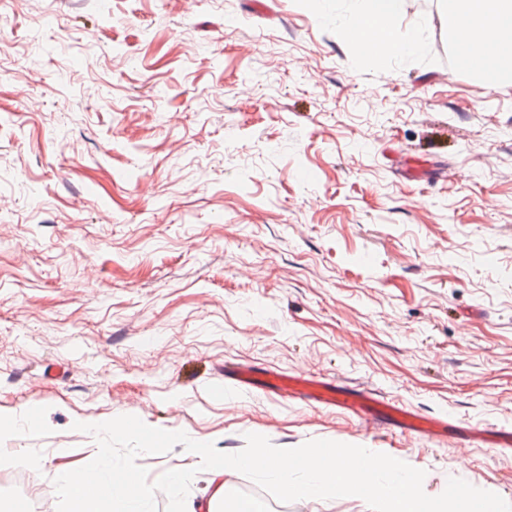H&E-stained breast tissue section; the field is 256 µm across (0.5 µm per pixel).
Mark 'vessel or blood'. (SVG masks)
<instances>
[{
    "label": "vessel or blood",
    "mask_w": 512,
    "mask_h": 512,
    "mask_svg": "<svg viewBox=\"0 0 512 512\" xmlns=\"http://www.w3.org/2000/svg\"><path fill=\"white\" fill-rule=\"evenodd\" d=\"M224 378L243 392H249L256 388L274 393L285 392L308 404L342 409L366 425L386 424L400 433L410 436L435 437L449 427L447 420L400 406L376 393L363 389L349 390L336 385V383L308 375L289 376L273 369L257 371L231 365L225 367ZM467 438L488 448L512 446L511 430L471 428L467 431Z\"/></svg>",
    "instance_id": "vessel-or-blood-1"
}]
</instances>
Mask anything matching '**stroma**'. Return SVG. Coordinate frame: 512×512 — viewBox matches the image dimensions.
<instances>
[{
	"label": "stroma",
	"mask_w": 512,
	"mask_h": 512,
	"mask_svg": "<svg viewBox=\"0 0 512 512\" xmlns=\"http://www.w3.org/2000/svg\"><path fill=\"white\" fill-rule=\"evenodd\" d=\"M314 0L0 5V449L56 478L101 449L157 488L336 440L512 512V84L461 66L438 0L407 62L357 58ZM307 373L447 414L439 438L224 384ZM133 415L129 432L80 419ZM162 449L159 457L146 447ZM467 439L486 448H510L512 446V431L468 428Z\"/></svg>",
	"instance_id": "1"
}]
</instances>
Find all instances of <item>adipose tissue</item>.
Segmentation results:
<instances>
[{"label": "adipose tissue", "instance_id": "adipose-tissue-1", "mask_svg": "<svg viewBox=\"0 0 512 512\" xmlns=\"http://www.w3.org/2000/svg\"><path fill=\"white\" fill-rule=\"evenodd\" d=\"M406 0H357L349 15L332 18L322 9L321 21H335L343 39L359 45L372 30L381 38L368 49L375 61L388 58L408 60L422 48L420 34L399 37L397 23ZM461 65L481 74L493 86L512 81V0H440ZM98 469L72 467L59 473L64 494L74 512H149L151 488L116 476L109 449H101ZM183 465L172 468L166 478L167 490L189 481L191 469L203 466L211 473L214 498L224 496V478L243 466H250L261 479L274 483L289 498L323 500L355 495L374 501L377 512H499L497 499L462 487L456 475H449L436 499L421 493L423 479L398 457L373 455L370 449H349L332 442L309 452L293 449L282 456L256 449L254 453L212 457L207 448L189 438L181 451Z\"/></svg>", "mask_w": 512, "mask_h": 512}]
</instances>
